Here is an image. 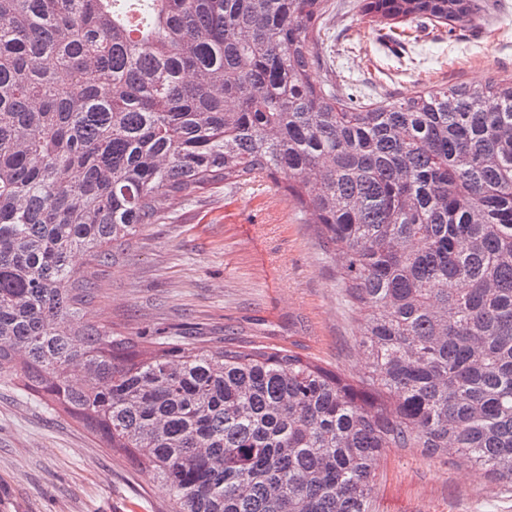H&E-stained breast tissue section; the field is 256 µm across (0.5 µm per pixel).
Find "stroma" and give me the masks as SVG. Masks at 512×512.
Wrapping results in <instances>:
<instances>
[{"label":"stroma","mask_w":512,"mask_h":512,"mask_svg":"<svg viewBox=\"0 0 512 512\" xmlns=\"http://www.w3.org/2000/svg\"><path fill=\"white\" fill-rule=\"evenodd\" d=\"M445 24L402 21L403 38L361 16L360 0H328L329 33L312 53L320 78L356 104L407 99L426 87L512 77V0ZM78 275L96 284L86 320L149 349L284 348L356 380L361 321L336 271V248L290 197L259 177L173 198L113 259ZM153 473L64 413L0 378V512H169ZM372 512H512V487L449 455L384 448Z\"/></svg>","instance_id":"obj_1"}]
</instances>
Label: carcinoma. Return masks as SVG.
<instances>
[{
    "mask_svg": "<svg viewBox=\"0 0 512 512\" xmlns=\"http://www.w3.org/2000/svg\"><path fill=\"white\" fill-rule=\"evenodd\" d=\"M326 2L0 0V377L152 467L171 512H370L382 448L512 485V80L356 106L314 76ZM261 175L336 246L367 376L83 320L73 254Z\"/></svg>",
    "mask_w": 512,
    "mask_h": 512,
    "instance_id": "carcinoma-1",
    "label": "carcinoma"
}]
</instances>
